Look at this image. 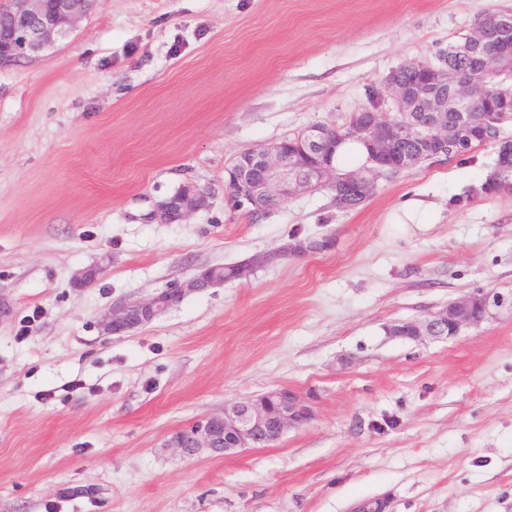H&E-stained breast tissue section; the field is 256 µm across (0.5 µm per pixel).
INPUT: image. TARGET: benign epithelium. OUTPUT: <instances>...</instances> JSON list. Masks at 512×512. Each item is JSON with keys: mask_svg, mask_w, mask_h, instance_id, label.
Masks as SVG:
<instances>
[{"mask_svg": "<svg viewBox=\"0 0 512 512\" xmlns=\"http://www.w3.org/2000/svg\"><path fill=\"white\" fill-rule=\"evenodd\" d=\"M48 0H14L11 35L0 42V66L21 57H34L52 47L73 31L87 11L70 7V0H53L54 9L47 12ZM456 53L475 59L479 77L497 80V94L504 107L494 113L497 131L512 121V16L499 14L485 27L476 26L468 40ZM418 75L410 86L392 76L388 80L395 113L363 109L355 114L362 128L363 141L371 153V161L380 166L394 154L399 155L402 170L414 166L418 156L403 147L417 143L419 149L434 158L441 150L464 151L472 144L474 124L461 117L453 124L439 121L421 126L413 122L414 112L427 106L432 112H463L473 101L474 79L453 72L443 64L416 61L409 64ZM332 141L327 130L312 125L304 130L294 145L279 142L263 149H250L226 170L224 201L236 211L251 215L265 209L271 201H286L296 194L327 186L335 189L336 207L346 210L371 197L376 180L372 176L342 173L336 169L331 155ZM209 205V193L194 184H183L159 201L148 213L151 222L180 223L186 217ZM336 239L325 235L319 239L284 243L274 250L241 263V275L247 277L257 267L286 255L334 250ZM224 284L217 268H209L192 278L166 288L147 299L118 300L105 312L102 325L109 336H124L153 321L186 295L204 292ZM512 306L501 294L477 290L448 303V306L418 323L406 321L392 325L398 338L422 341L448 339L465 326H478L496 317L505 305ZM316 394L289 388L271 389L256 399L224 405V413L193 423L188 429L173 434L170 444L193 456L204 450L232 454L239 448L265 447L278 440L285 431L309 423L315 416ZM355 512H391L384 498L363 501Z\"/></svg>", "mask_w": 512, "mask_h": 512, "instance_id": "7a95c632", "label": "benign epithelium"}]
</instances>
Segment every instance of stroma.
<instances>
[{"instance_id":"1","label":"stroma","mask_w":512,"mask_h":512,"mask_svg":"<svg viewBox=\"0 0 512 512\" xmlns=\"http://www.w3.org/2000/svg\"><path fill=\"white\" fill-rule=\"evenodd\" d=\"M512 0H96L43 55L0 68V512H512V310L451 339L388 335L478 289L512 295V191L491 147L231 211L235 157L339 126L387 76ZM209 209L145 221L186 183ZM427 207L396 224L404 200ZM334 235L186 295L125 336L101 319L202 269ZM97 268L90 285L75 274ZM286 386L315 417L195 457L175 432Z\"/></svg>"}]
</instances>
